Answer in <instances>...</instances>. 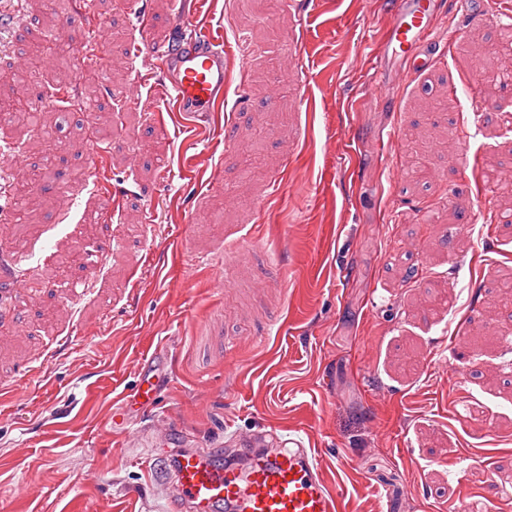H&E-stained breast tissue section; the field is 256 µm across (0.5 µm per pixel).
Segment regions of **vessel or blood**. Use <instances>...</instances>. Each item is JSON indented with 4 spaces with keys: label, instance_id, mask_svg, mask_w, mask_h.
<instances>
[{
    "label": "vessel or blood",
    "instance_id": "obj_1",
    "mask_svg": "<svg viewBox=\"0 0 512 512\" xmlns=\"http://www.w3.org/2000/svg\"><path fill=\"white\" fill-rule=\"evenodd\" d=\"M441 0H391V17L375 43L377 71L406 67L417 72L430 66L424 44L432 34ZM182 27L194 38L173 53L175 76L161 95L182 112H209L224 97L228 78L224 39L214 35L197 17L181 15ZM161 385L139 375L126 403L155 402ZM275 451L253 453V440L240 438L238 451L248 453L245 467L222 464L216 451L180 453L169 473L171 497L181 512H341L337 491L319 473L315 449L294 438H275Z\"/></svg>",
    "mask_w": 512,
    "mask_h": 512
}]
</instances>
